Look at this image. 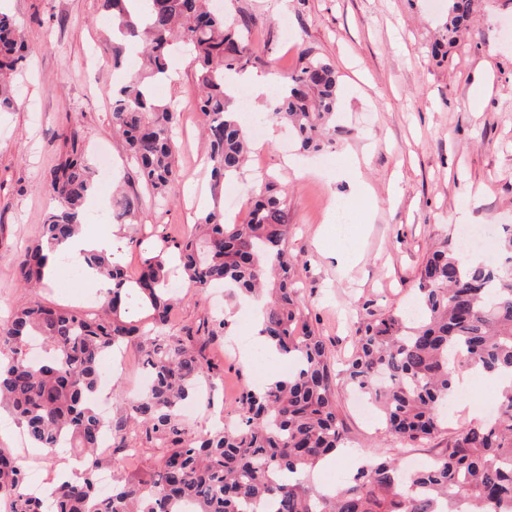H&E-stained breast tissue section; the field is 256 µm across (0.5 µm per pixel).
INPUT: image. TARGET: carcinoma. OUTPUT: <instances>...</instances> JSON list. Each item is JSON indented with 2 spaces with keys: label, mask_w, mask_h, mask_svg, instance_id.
Returning <instances> with one entry per match:
<instances>
[{
  "label": "carcinoma",
  "mask_w": 512,
  "mask_h": 512,
  "mask_svg": "<svg viewBox=\"0 0 512 512\" xmlns=\"http://www.w3.org/2000/svg\"><path fill=\"white\" fill-rule=\"evenodd\" d=\"M102 0L115 19L113 56L138 45L145 70L112 99V125L123 137L141 183L162 200L178 179L181 146L171 103L154 99L153 83L169 77L175 49L191 55L213 187L240 169L249 132L230 106L226 76L249 60L242 30L214 11L211 0ZM475 0H448L446 40L469 20ZM20 27L0 10V112L14 101L12 74L26 58ZM338 75L311 58L294 72L264 119L291 128L299 148L320 151L335 144ZM50 171L57 205L44 220L40 240L22 255L19 272L29 285L44 280L46 251L63 249L83 224L84 205L95 187L94 171L77 153ZM140 196L125 194L112 221L127 224ZM284 190L269 185L241 224L212 209L180 241L144 252L135 279L111 259L92 255L74 261L95 268L112 287L100 308L76 310L34 304L0 322V405L21 425L35 447L67 453L79 469L53 487L56 512H512V385L500 392L499 413L489 422L454 429L448 447L430 464L406 475L405 447L435 439L448 424L442 406L457 388L459 370L512 378V228L505 227L507 265L474 262L443 239L418 274L419 313L393 310L367 320L348 361L346 380L382 414L387 432L401 443L370 463L353 465L333 492L309 476L318 461L345 447L336 405V375L323 339L308 329L303 300L293 288L297 260L288 255ZM178 255L188 283L198 289L222 284L231 299L263 296L260 335L295 367L260 389L247 390L236 425L192 436L181 406L196 398L203 378L223 369L208 360L207 343L226 335V322L203 324L204 335L166 331L173 303L169 255ZM148 309L147 322L126 318L131 305ZM38 336L49 349L33 363L28 341ZM139 341L148 389L129 403L126 418L109 424L112 455L97 453L102 429L92 399L101 384L104 354ZM143 426L144 438L168 451L150 482L112 488L100 496L95 474L118 465L128 448L127 425ZM27 473L0 448V512H44L43 500L25 491Z\"/></svg>",
  "instance_id": "cac0c4a2"
}]
</instances>
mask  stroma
<instances>
[{"mask_svg": "<svg viewBox=\"0 0 512 512\" xmlns=\"http://www.w3.org/2000/svg\"><path fill=\"white\" fill-rule=\"evenodd\" d=\"M223 10L248 22L251 74L272 79L269 92L235 96L243 123L272 104L288 74L307 59L330 62L339 74L338 131L332 156L301 154L285 128L267 124L235 184L243 194L235 221L246 220L265 178L285 189L288 250L299 260L297 288L308 320L323 337L336 372H343L359 329L367 319L406 308L429 244L461 224H484L493 232L512 225V0H478L456 43L442 45L448 0H220ZM19 21L29 52L16 85V108L0 113V318L15 307L40 302L75 309L96 307L98 289L60 276L57 285L25 287L18 257L37 242L47 211L55 206L47 177L70 151V133L89 155L105 148L116 179L138 185L127 148L112 132V93L137 75L141 57L112 59V21L101 0H0ZM441 51H434V44ZM173 81L155 87L158 100L180 114L176 134L180 187L167 201L141 192L137 223L122 227L114 259L137 276L141 252L160 235L189 234L201 212L223 205L183 191L208 184L203 163L205 117L194 106L199 93L189 58L172 61ZM304 168L296 176V168ZM359 168L369 193L352 184ZM362 183V184H363ZM356 203L363 226L356 247L340 255L345 230L329 217L332 199ZM226 318L228 338L239 351L212 344L206 354L223 365L222 390L212 407L198 406L189 426L208 429L218 415L238 417L246 389L285 375L287 362L250 359L257 315L243 301L219 292L182 288L171 313L170 332L181 335L213 316ZM498 397L495 382H468L457 397L449 427L485 420ZM353 394L339 385L336 396L353 455L371 457L392 441L381 420L364 423ZM135 460L115 467L117 482L151 481L165 449L161 442L133 439Z\"/></svg>", "mask_w": 512, "mask_h": 512, "instance_id": "stroma-1", "label": "stroma"}]
</instances>
